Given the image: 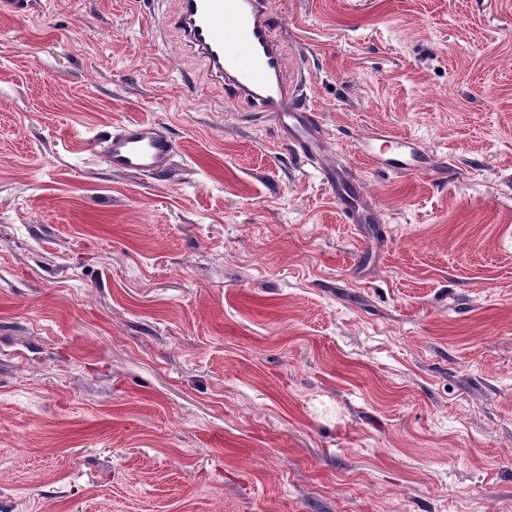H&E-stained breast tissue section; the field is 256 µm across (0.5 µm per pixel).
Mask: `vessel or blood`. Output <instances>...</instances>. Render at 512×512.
<instances>
[{
	"mask_svg": "<svg viewBox=\"0 0 512 512\" xmlns=\"http://www.w3.org/2000/svg\"><path fill=\"white\" fill-rule=\"evenodd\" d=\"M175 25L211 74L237 100L271 113L284 140L315 154L322 137L312 116L298 105L299 92L285 78L282 47L272 34L276 17L269 0H178ZM174 141L163 126L131 123L103 141L112 168L132 175L155 171ZM336 196L352 223L367 221L358 190L337 181Z\"/></svg>",
	"mask_w": 512,
	"mask_h": 512,
	"instance_id": "b4317fda",
	"label": "vessel or blood"
}]
</instances>
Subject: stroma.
I'll return each instance as SVG.
<instances>
[{"mask_svg":"<svg viewBox=\"0 0 512 512\" xmlns=\"http://www.w3.org/2000/svg\"><path fill=\"white\" fill-rule=\"evenodd\" d=\"M271 8L325 162L176 0L0 10V512H512V0ZM102 144L112 169L132 175L154 172L174 147L173 139L163 126L143 123L114 128ZM336 197L342 202L349 220L355 224H365L369 220L368 214L361 208L360 192L346 184L340 178H336Z\"/></svg>","mask_w":512,"mask_h":512,"instance_id":"35a3bbf8","label":"stroma"}]
</instances>
